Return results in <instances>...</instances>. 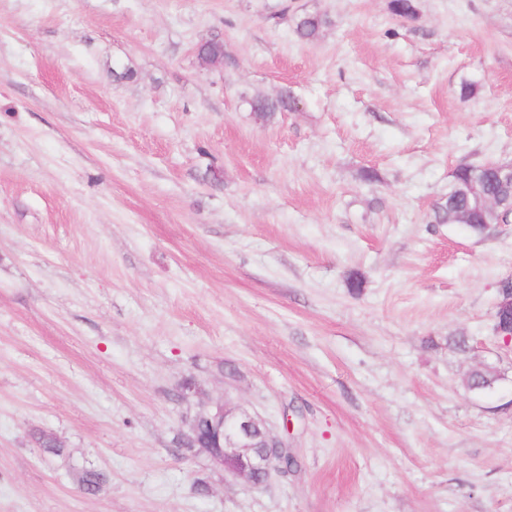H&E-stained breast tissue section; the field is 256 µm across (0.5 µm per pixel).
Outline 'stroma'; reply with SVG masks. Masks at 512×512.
<instances>
[{"label":"stroma","instance_id":"1","mask_svg":"<svg viewBox=\"0 0 512 512\" xmlns=\"http://www.w3.org/2000/svg\"><path fill=\"white\" fill-rule=\"evenodd\" d=\"M416 3L0 0V512H512V223L433 221L512 160V0ZM189 378L300 471L181 446ZM328 24V20L318 14H303L294 19L297 35L307 41L314 40ZM195 57L198 65L204 69L223 66L227 57L224 41L212 39L206 44H198L195 48ZM293 97L288 90L282 91L276 97H267L263 95H256L250 98L249 104L251 111L254 109L262 112V118L265 120L274 119L278 112H289V107L292 103ZM297 109V103L293 102L291 110Z\"/></svg>","mask_w":512,"mask_h":512}]
</instances>
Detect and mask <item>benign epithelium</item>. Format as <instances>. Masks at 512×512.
Here are the masks:
<instances>
[{
    "instance_id": "7a95c632",
    "label": "benign epithelium",
    "mask_w": 512,
    "mask_h": 512,
    "mask_svg": "<svg viewBox=\"0 0 512 512\" xmlns=\"http://www.w3.org/2000/svg\"><path fill=\"white\" fill-rule=\"evenodd\" d=\"M187 426L188 448L204 450L224 476L252 487L274 473L288 476L296 460L288 441L263 418L223 400L203 402Z\"/></svg>"
}]
</instances>
